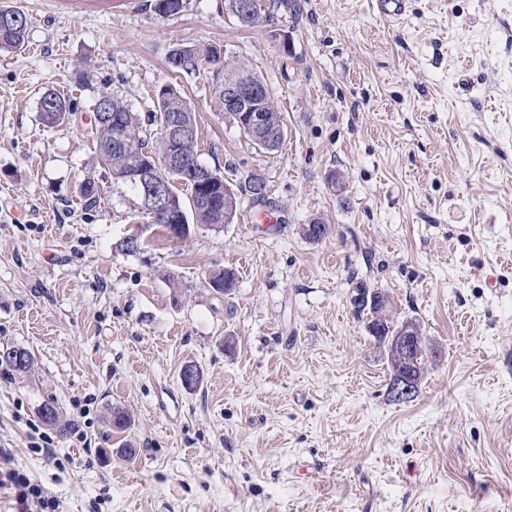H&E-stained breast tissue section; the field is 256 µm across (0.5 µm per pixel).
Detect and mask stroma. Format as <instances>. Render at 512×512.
<instances>
[{
  "mask_svg": "<svg viewBox=\"0 0 512 512\" xmlns=\"http://www.w3.org/2000/svg\"><path fill=\"white\" fill-rule=\"evenodd\" d=\"M292 2L249 30L224 0L167 18L151 0H0L28 17L26 49L0 52V346L30 357L0 365V448L57 512H512V0H408L398 20ZM179 44L266 80L276 150L170 69ZM166 85L238 191L232 223L179 240L113 205L92 130L101 93L144 115ZM47 90L73 103L62 123L41 116ZM252 173L265 204L239 190ZM135 231L145 248L122 251ZM224 269L227 294L208 284ZM359 282L430 345L413 400L388 395ZM49 400L78 429L43 422Z\"/></svg>",
  "mask_w": 512,
  "mask_h": 512,
  "instance_id": "1",
  "label": "stroma"
}]
</instances>
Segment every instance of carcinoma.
Wrapping results in <instances>:
<instances>
[{"mask_svg": "<svg viewBox=\"0 0 512 512\" xmlns=\"http://www.w3.org/2000/svg\"><path fill=\"white\" fill-rule=\"evenodd\" d=\"M232 16L244 28L261 26L267 21L266 9L252 14L240 7L238 0H230ZM6 13V20L12 26L3 29L0 27V51L20 50L25 45L28 20L23 10L18 7L0 8V14ZM174 51L181 56L178 63L168 61L170 68L176 74H205L206 79L215 84V88L224 87V84L235 82L243 78H251L256 73L242 63L220 64L217 48L213 46L183 45L174 47ZM265 98L267 130L275 134L278 139L285 135L284 121L281 112L274 103V96L270 94L267 83L258 81ZM40 111L44 119L55 123L65 119L71 111L70 101L52 90L46 91L40 98ZM181 115L185 122L197 127V120L192 110L184 100L180 91L174 87H166L156 94L155 110L151 115L143 118L129 106L118 94L104 92L97 97L94 103V126L96 143L102 161L112 170V177L117 183L112 195L118 203L125 204L127 200H138L141 186L138 182L128 179V173L150 161L160 162L158 173L166 178H175L162 165L163 159L176 150V146L151 130L167 120L173 114ZM245 190L251 194L252 200L258 202L267 196V184L263 176L252 174L245 184ZM172 206L183 212L184 217H193L198 224L221 226L232 222L237 209L236 196L224 198V183L218 181L211 187L190 191V198L183 200L178 191H173ZM374 300L361 301L354 305V315L362 320L370 316L368 325L382 327L384 331L394 328L389 318L383 316L386 304L384 298L375 293ZM415 343L411 363H406L402 351L394 345L386 344L387 361L391 371V379L401 368L412 370L415 380L421 381L425 357L427 355L424 338L420 336V328L413 326Z\"/></svg>", "mask_w": 512, "mask_h": 512, "instance_id": "carcinoma-1", "label": "carcinoma"}]
</instances>
